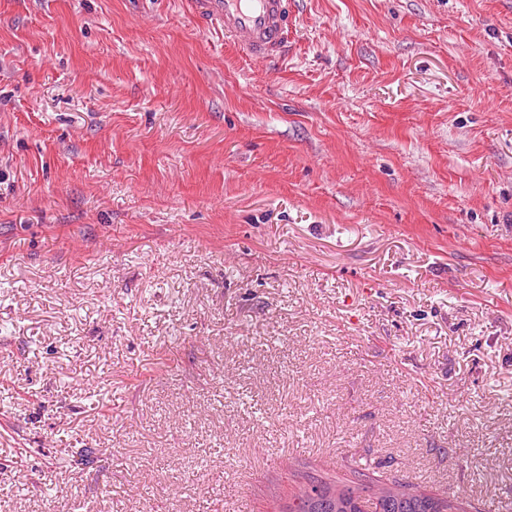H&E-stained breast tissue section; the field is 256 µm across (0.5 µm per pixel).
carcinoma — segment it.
Segmentation results:
<instances>
[{
  "label": "carcinoma",
  "instance_id": "carcinoma-1",
  "mask_svg": "<svg viewBox=\"0 0 512 512\" xmlns=\"http://www.w3.org/2000/svg\"><path fill=\"white\" fill-rule=\"evenodd\" d=\"M298 489L288 498V512H481L464 496L429 490L406 483L409 497L377 500L370 489L399 478L380 471L351 470L341 477L325 478L309 470L296 472Z\"/></svg>",
  "mask_w": 512,
  "mask_h": 512
}]
</instances>
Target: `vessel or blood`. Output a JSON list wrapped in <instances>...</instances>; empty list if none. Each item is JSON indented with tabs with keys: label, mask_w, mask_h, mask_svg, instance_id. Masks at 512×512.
<instances>
[{
	"label": "vessel or blood",
	"mask_w": 512,
	"mask_h": 512,
	"mask_svg": "<svg viewBox=\"0 0 512 512\" xmlns=\"http://www.w3.org/2000/svg\"><path fill=\"white\" fill-rule=\"evenodd\" d=\"M186 5L198 27L222 28L249 58L269 63L286 48L287 0H186Z\"/></svg>",
	"instance_id": "obj_1"
}]
</instances>
